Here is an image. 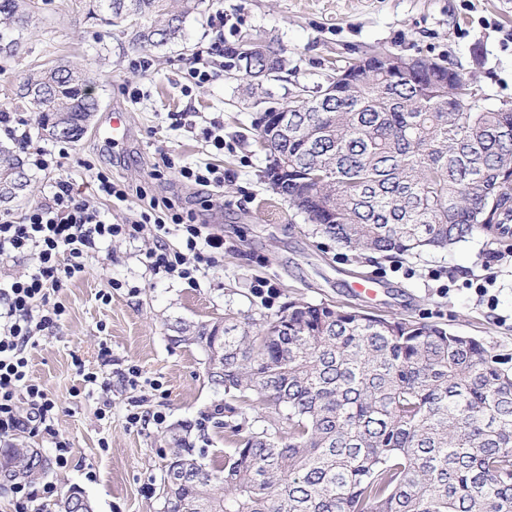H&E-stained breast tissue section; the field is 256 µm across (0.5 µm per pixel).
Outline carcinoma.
I'll use <instances>...</instances> for the list:
<instances>
[{
  "instance_id": "cac0c4a2",
  "label": "carcinoma",
  "mask_w": 512,
  "mask_h": 512,
  "mask_svg": "<svg viewBox=\"0 0 512 512\" xmlns=\"http://www.w3.org/2000/svg\"><path fill=\"white\" fill-rule=\"evenodd\" d=\"M115 25L123 3L141 20L132 44L182 37L203 0H93ZM32 0H0V25L28 29ZM256 64L280 56L255 38ZM387 51L333 69L336 97L284 106L310 120L278 144L275 194L341 246L383 258L446 250L493 223H512V104L469 107L447 60L394 75ZM87 72L60 63L27 75L13 105L39 113L40 135L76 139L98 99ZM23 172L0 144V183ZM208 380L232 399L272 407L282 427L231 426L224 463L199 462L173 434L184 478L162 489L181 512H512V371L494 346L450 328L322 302L290 300L273 316L227 313ZM0 476L35 482L48 458L21 442L0 449Z\"/></svg>"
}]
</instances>
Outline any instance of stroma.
Returning a JSON list of instances; mask_svg holds the SVG:
<instances>
[{
    "label": "stroma",
    "mask_w": 512,
    "mask_h": 512,
    "mask_svg": "<svg viewBox=\"0 0 512 512\" xmlns=\"http://www.w3.org/2000/svg\"><path fill=\"white\" fill-rule=\"evenodd\" d=\"M35 24L17 48L0 50V104L10 101L26 73L57 62L88 72L99 99L90 130L73 142L62 173L86 188L90 168L115 182L144 187L224 237V254L201 267L196 284L152 275L142 262L149 242L125 236L100 245L85 269L50 296L64 313L29 347L32 378L61 406L60 438L71 445L66 469L46 479L59 494L81 490L95 512H163L160 487L170 435L190 425L196 456L220 463L230 445L226 419L270 426L275 415L235 402L227 415L223 390L207 380V355L180 342L187 326L223 320L230 310L274 315L291 299L331 302L379 314L426 318L512 354V240L479 232L444 252L373 261L314 232L304 214L274 194L256 143L259 109L242 75L212 57L213 81L185 91L184 75L210 45L235 44L250 32L275 39L288 67L267 85L281 101L293 85L325 84L330 64L369 48L403 56L446 57L472 79L487 104L512 102V0H206L184 24L182 44L147 51L126 35L89 18V0H34ZM223 14V24L212 23ZM151 63L141 71L138 60ZM140 89L139 100L128 92ZM124 112L128 140L97 134L112 111ZM217 129L223 150L206 142ZM211 165L220 186L207 194L186 185L181 167ZM163 168L156 181L149 174ZM496 281L485 295L473 284ZM382 281L376 295L357 293L359 279ZM109 300H102V293ZM140 372L137 388L113 382L110 396L85 385L83 371ZM111 411L98 419L103 399ZM139 412L144 423L130 426ZM166 420L155 424V413Z\"/></svg>",
    "instance_id": "stroma-1"
}]
</instances>
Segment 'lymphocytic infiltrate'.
I'll list each match as a JSON object with an SVG mask.
<instances>
[{
    "mask_svg": "<svg viewBox=\"0 0 512 512\" xmlns=\"http://www.w3.org/2000/svg\"><path fill=\"white\" fill-rule=\"evenodd\" d=\"M0 124L23 147L29 161L46 172L61 169L70 144L58 150L31 144L24 120L14 112L0 111ZM182 228V241L173 248L165 237L170 225ZM149 236L153 241L145 263L166 277L194 281V262L212 265L224 251V238L203 234L199 225L174 212L169 201L150 199L139 219L115 224L107 220L72 184L57 178L50 195L31 204L20 217L0 215V260L32 256L34 263L24 274L0 278V440L16 439L35 431L54 440L55 464L68 465L70 445L57 437L59 406L29 371L27 348L36 337L52 329L62 314L49 301L50 293L85 269V260L98 244L116 236Z\"/></svg>",
    "mask_w": 512,
    "mask_h": 512,
    "instance_id": "obj_1",
    "label": "lymphocytic infiltrate"
}]
</instances>
